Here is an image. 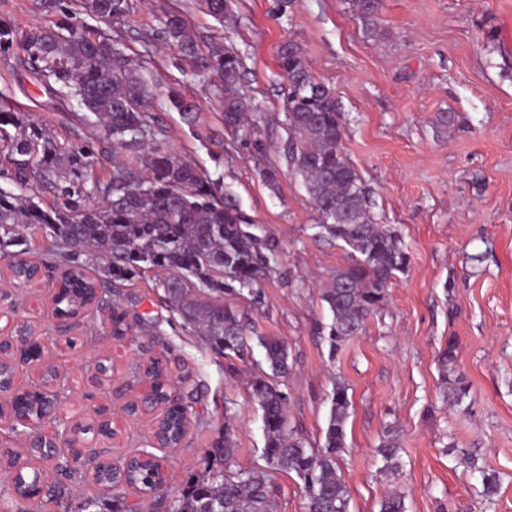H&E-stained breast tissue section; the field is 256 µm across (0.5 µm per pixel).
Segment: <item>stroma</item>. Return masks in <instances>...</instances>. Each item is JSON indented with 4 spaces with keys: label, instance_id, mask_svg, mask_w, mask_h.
I'll use <instances>...</instances> for the list:
<instances>
[{
    "label": "stroma",
    "instance_id": "stroma-1",
    "mask_svg": "<svg viewBox=\"0 0 512 512\" xmlns=\"http://www.w3.org/2000/svg\"><path fill=\"white\" fill-rule=\"evenodd\" d=\"M230 3L231 15L220 22L201 0H136L119 41L152 94L150 110L167 145L220 180L257 220L259 234L278 245L261 301L224 297L253 323L248 359L215 355L164 301L152 271L112 294L119 310L141 317L135 334L115 339L96 315L60 332L45 299L55 286L58 243L41 230L32 231L26 249L46 265L47 277L33 289L0 274V329L31 323L46 343V360L64 379L55 428L97 424L104 405L117 413L118 437L105 447L116 460L147 445L156 412L127 418L120 409L130 391L144 390L149 358L164 360L190 424L182 446L161 452L167 484L147 500L149 512H166L189 475L205 473L225 416L235 425L232 467L266 468L261 410L249 386L267 370L263 337L287 347L290 371L275 383L287 397V430L306 447L323 443L334 380L348 387L349 450L338 473L350 512H378L390 492L404 495L408 512H512V0H383L373 29L351 0H294L284 14L278 0ZM170 12L181 13L196 37L222 38L241 53L254 135L230 139L213 76L193 75L177 48L157 37ZM288 40L332 87L345 153L409 254L383 306L334 354L322 290L348 254L319 236L313 203L282 152L288 83L276 52ZM173 88L199 104L197 130L169 105ZM1 106L63 138L83 131L75 108L50 101L10 52L0 53ZM443 112L455 115L445 128L437 122ZM269 168L278 176L273 186L262 177ZM451 337L454 376L467 389L458 404L445 398L436 366ZM97 359L111 367L99 388L86 373ZM390 429L400 450L397 469L386 471L375 450ZM463 450L475 469L460 465ZM486 472L499 480L491 497L482 493ZM271 483L275 512H308L295 473L272 471Z\"/></svg>",
    "mask_w": 512,
    "mask_h": 512
}]
</instances>
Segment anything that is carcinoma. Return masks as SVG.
Wrapping results in <instances>:
<instances>
[{
  "label": "carcinoma",
  "instance_id": "cac0c4a2",
  "mask_svg": "<svg viewBox=\"0 0 512 512\" xmlns=\"http://www.w3.org/2000/svg\"><path fill=\"white\" fill-rule=\"evenodd\" d=\"M92 17L112 27L127 21L132 0H80ZM357 16L375 26L381 0H352ZM39 10L58 20L48 27L18 30L0 17V52L15 51L22 65L51 95L83 111L80 122L99 127L102 135L74 142L60 139L49 127L35 124L9 108L0 109V165L16 190L0 188V247L14 246L27 224H38L58 239L63 267L62 291L56 304L75 315L87 302L110 311L112 335L122 338L134 323L127 313L112 308V287L147 271H167L159 281L166 300L184 324L217 355L245 360L247 320L224 306V294L244 292L258 301L274 245L257 234V224L218 180L181 161L165 143L164 130L148 111L149 91L137 69L131 67L119 42L93 28L70 24L63 0H39ZM162 38L178 47L194 73L216 78L217 96L224 105V130L232 137L256 127L254 108L241 92L243 60L240 53L219 41L200 43L179 14H169L160 28ZM278 66L288 81L286 119L289 137L283 147L293 170L304 180L313 202L316 227L328 238L343 243L349 263L336 270L323 289V301L332 320L327 326L330 354L365 326L370 314L385 300L392 277L409 263L397 231L380 222L368 187L348 160L344 126L332 88L318 79L302 48L283 42ZM189 128L197 126L200 108L177 91L168 95ZM115 143L133 153L115 165L106 181L92 177L103 144ZM51 203L43 205L44 197ZM0 258L25 285L34 272L18 267L19 255L3 252ZM103 262L96 279L85 271L93 261ZM265 361L274 375L288 372V350L281 342L259 338ZM457 352L453 337L437 357L441 383L454 373ZM154 404L168 401L164 368L149 363ZM252 397L262 410L263 457L276 470L294 472L303 483L308 512H350L345 483L337 460L345 452L351 401L348 387L333 384L331 407L320 448H305L287 433V397L265 375L250 383ZM184 417L170 411L160 427L174 446L183 440ZM232 416L225 415L224 437L216 439L211 461L229 465L234 448ZM399 448L390 437L377 455L385 470L393 468ZM58 481L57 495L35 506L52 512L66 497L95 512L102 496L131 486L152 497L162 482L157 466L147 464L127 473L90 478L71 466ZM274 490L263 470L219 468L191 475L167 512H273ZM379 512H408L405 497L393 492L379 503Z\"/></svg>",
  "mask_w": 512,
  "mask_h": 512
}]
</instances>
